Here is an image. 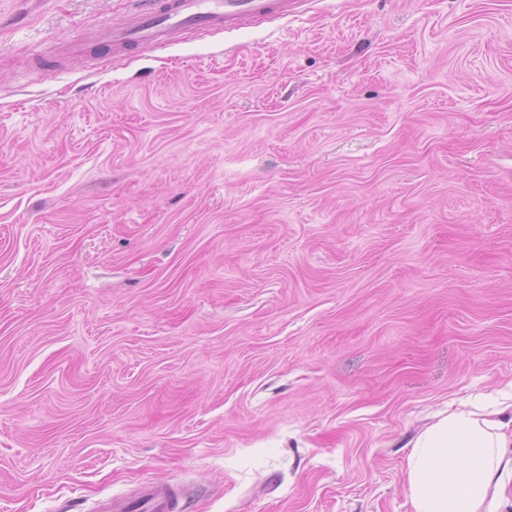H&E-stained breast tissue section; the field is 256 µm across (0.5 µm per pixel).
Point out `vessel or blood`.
<instances>
[{"label": "vessel or blood", "instance_id": "vessel-or-blood-1", "mask_svg": "<svg viewBox=\"0 0 512 512\" xmlns=\"http://www.w3.org/2000/svg\"><path fill=\"white\" fill-rule=\"evenodd\" d=\"M310 0H138L131 19L98 28V41L120 56L144 47H163L186 32H232L306 11ZM181 494L172 486L143 487L137 499H112L99 512H179Z\"/></svg>", "mask_w": 512, "mask_h": 512}]
</instances>
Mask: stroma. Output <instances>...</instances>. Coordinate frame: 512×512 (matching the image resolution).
<instances>
[{
  "instance_id": "stroma-1",
  "label": "stroma",
  "mask_w": 512,
  "mask_h": 512,
  "mask_svg": "<svg viewBox=\"0 0 512 512\" xmlns=\"http://www.w3.org/2000/svg\"><path fill=\"white\" fill-rule=\"evenodd\" d=\"M0 0V512H414L512 390V0H315L120 62ZM181 499L175 487L155 484L143 487L133 501L114 498L103 504L99 512H178Z\"/></svg>"
}]
</instances>
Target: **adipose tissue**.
Segmentation results:
<instances>
[{"instance_id":"adipose-tissue-1","label":"adipose tissue","mask_w":512,"mask_h":512,"mask_svg":"<svg viewBox=\"0 0 512 512\" xmlns=\"http://www.w3.org/2000/svg\"><path fill=\"white\" fill-rule=\"evenodd\" d=\"M509 429L512 402L502 396L448 412L413 438L407 477L415 512H482Z\"/></svg>"}]
</instances>
